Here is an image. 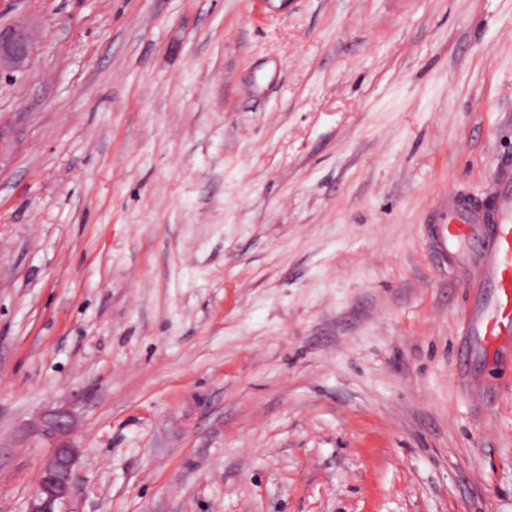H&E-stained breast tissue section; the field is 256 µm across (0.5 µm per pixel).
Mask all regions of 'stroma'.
<instances>
[{
    "mask_svg": "<svg viewBox=\"0 0 512 512\" xmlns=\"http://www.w3.org/2000/svg\"><path fill=\"white\" fill-rule=\"evenodd\" d=\"M0 512H512V351L427 218L512 154V0H0ZM36 37L26 28L0 27V77L23 70L34 52ZM77 463V450L60 442L52 448L37 478L27 512H59L73 490V478Z\"/></svg>",
    "mask_w": 512,
    "mask_h": 512,
    "instance_id": "35a3bbf8",
    "label": "stroma"
}]
</instances>
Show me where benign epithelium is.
Segmentation results:
<instances>
[{
  "mask_svg": "<svg viewBox=\"0 0 512 512\" xmlns=\"http://www.w3.org/2000/svg\"><path fill=\"white\" fill-rule=\"evenodd\" d=\"M36 37L26 28L0 27V76L24 69L34 52ZM71 427V414L57 411L45 422L43 432L50 437L65 435ZM77 450L60 442L52 448L37 478L27 512H57L73 490Z\"/></svg>",
  "mask_w": 512,
  "mask_h": 512,
  "instance_id": "7a95c632",
  "label": "benign epithelium"
}]
</instances>
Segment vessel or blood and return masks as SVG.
Here are the masks:
<instances>
[{
  "mask_svg": "<svg viewBox=\"0 0 512 512\" xmlns=\"http://www.w3.org/2000/svg\"><path fill=\"white\" fill-rule=\"evenodd\" d=\"M429 224L438 260L468 291L464 335L497 350L512 337V160L499 161L481 198L448 193Z\"/></svg>",
  "mask_w": 512,
  "mask_h": 512,
  "instance_id": "b4317fda",
  "label": "vessel or blood"
}]
</instances>
